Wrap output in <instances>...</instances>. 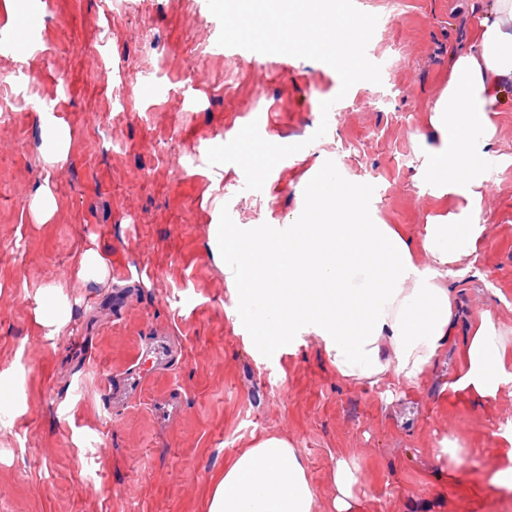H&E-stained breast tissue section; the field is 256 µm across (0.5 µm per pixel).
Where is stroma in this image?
<instances>
[{
	"label": "stroma",
	"instance_id": "35a3bbf8",
	"mask_svg": "<svg viewBox=\"0 0 512 512\" xmlns=\"http://www.w3.org/2000/svg\"><path fill=\"white\" fill-rule=\"evenodd\" d=\"M485 3L355 0L378 17L367 56L381 81L344 94L323 62L219 46L207 0H44L33 28L0 0V37L13 42L0 49L12 101L0 115V390L14 399L0 410V512H207L225 463L269 435L304 460L314 512H334L341 459L355 512H512V381L483 399L457 388L486 313L512 372V90L493 104L472 196L421 174L442 145L430 116L448 53L472 45ZM42 112L73 132L54 165ZM253 121L266 141L299 147L259 191L239 166L207 163ZM325 167L412 243L438 215L482 227L448 267L453 334L416 380L343 379L308 331L271 358L247 346L210 227L291 223ZM46 183L57 210L40 224L31 203ZM90 248L108 256L104 282L77 277ZM50 292L71 310L55 332L37 321ZM160 340L173 353L126 393L125 373Z\"/></svg>",
	"mask_w": 512,
	"mask_h": 512
}]
</instances>
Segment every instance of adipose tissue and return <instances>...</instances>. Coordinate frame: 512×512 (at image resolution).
<instances>
[{
  "instance_id": "1",
  "label": "adipose tissue",
  "mask_w": 512,
  "mask_h": 512,
  "mask_svg": "<svg viewBox=\"0 0 512 512\" xmlns=\"http://www.w3.org/2000/svg\"><path fill=\"white\" fill-rule=\"evenodd\" d=\"M448 85L431 122L443 146L431 150L425 174L445 192L480 184L482 146L496 127L490 105L512 88V0H490L474 45L451 55ZM47 163L66 160L72 133L51 112L39 115ZM305 205L290 224H215V257L231 255V278L248 306L255 348L279 352L296 329L322 337L337 373L377 383L388 373L411 381L422 375L452 334L454 297L444 281L424 275L423 251L445 267L468 255L482 227L457 216L432 218L420 248L388 224L371 220L361 188L325 169L309 181ZM504 337L483 318L466 349L464 387L495 395L512 381L501 349ZM304 463L288 441L268 436L225 466L209 490L208 512H313Z\"/></svg>"
}]
</instances>
